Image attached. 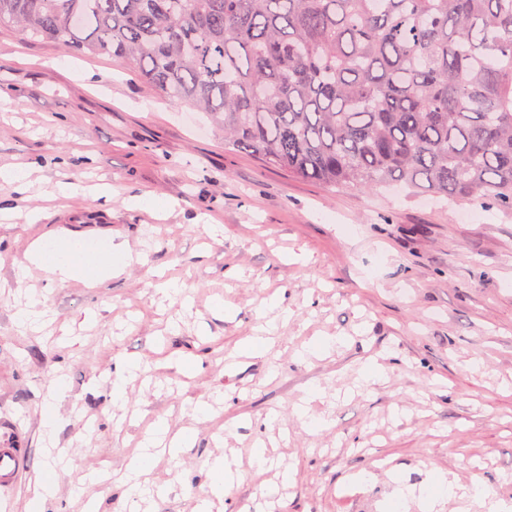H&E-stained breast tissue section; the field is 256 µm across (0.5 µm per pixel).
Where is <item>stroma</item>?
Listing matches in <instances>:
<instances>
[{"instance_id":"1","label":"stroma","mask_w":512,"mask_h":512,"mask_svg":"<svg viewBox=\"0 0 512 512\" xmlns=\"http://www.w3.org/2000/svg\"><path fill=\"white\" fill-rule=\"evenodd\" d=\"M0 90L12 96L0 166L31 168L44 190L82 181L115 191L109 202L54 203L36 224L0 223V434L23 450L15 479L0 484V512H32L38 478L58 481L44 512H198L222 452L244 478L212 512H485L468 495L430 511L396 497L436 468L466 493L481 483L512 500V211L297 178L225 147L205 115L111 58L8 26ZM144 194L174 203L172 215L125 206ZM41 236L119 243L133 260L113 257L123 272L93 288L52 282L26 259ZM167 279L184 284L183 299L163 292ZM32 293L44 301L36 329L18 324ZM275 293L278 308L267 303ZM248 337L264 349L231 358ZM371 359L385 374L365 387ZM135 363L143 372L113 403L109 373ZM314 388L325 429L294 411ZM203 403L213 408L204 422ZM161 417L195 440L153 462L148 494L128 497L113 474ZM260 443L269 463L258 478ZM60 457L69 473L58 479ZM263 481L278 493L261 496Z\"/></svg>"}]
</instances>
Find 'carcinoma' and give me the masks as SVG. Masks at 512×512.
Returning <instances> with one entry per match:
<instances>
[{
  "instance_id": "obj_1",
  "label": "carcinoma",
  "mask_w": 512,
  "mask_h": 512,
  "mask_svg": "<svg viewBox=\"0 0 512 512\" xmlns=\"http://www.w3.org/2000/svg\"><path fill=\"white\" fill-rule=\"evenodd\" d=\"M327 188L512 210V0H0Z\"/></svg>"
}]
</instances>
